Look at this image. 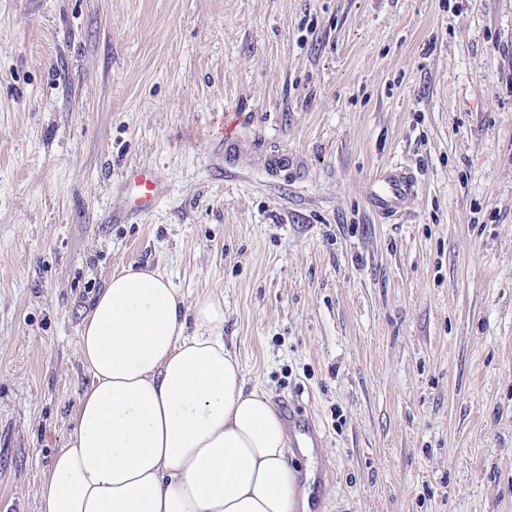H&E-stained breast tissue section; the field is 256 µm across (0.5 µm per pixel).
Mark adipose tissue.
<instances>
[{
  "label": "adipose tissue",
  "instance_id": "obj_1",
  "mask_svg": "<svg viewBox=\"0 0 512 512\" xmlns=\"http://www.w3.org/2000/svg\"><path fill=\"white\" fill-rule=\"evenodd\" d=\"M78 348L92 381L40 512H298L284 424L224 344L223 292L189 304L159 270L122 268Z\"/></svg>",
  "mask_w": 512,
  "mask_h": 512
}]
</instances>
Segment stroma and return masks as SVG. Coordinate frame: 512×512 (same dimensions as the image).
<instances>
[{
    "mask_svg": "<svg viewBox=\"0 0 512 512\" xmlns=\"http://www.w3.org/2000/svg\"><path fill=\"white\" fill-rule=\"evenodd\" d=\"M133 164L166 192L110 223ZM129 265L223 291L247 386L320 440L311 512H512V0H0V512H39ZM419 187L418 178L410 167L385 169L370 184L368 200L384 218L400 221L406 204Z\"/></svg>",
    "mask_w": 512,
    "mask_h": 512,
    "instance_id": "35a3bbf8",
    "label": "stroma"
}]
</instances>
